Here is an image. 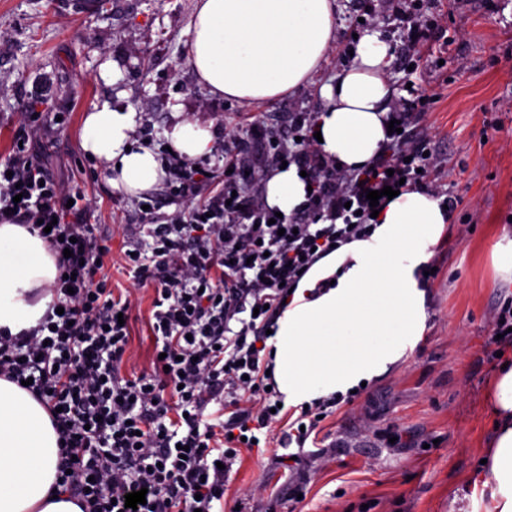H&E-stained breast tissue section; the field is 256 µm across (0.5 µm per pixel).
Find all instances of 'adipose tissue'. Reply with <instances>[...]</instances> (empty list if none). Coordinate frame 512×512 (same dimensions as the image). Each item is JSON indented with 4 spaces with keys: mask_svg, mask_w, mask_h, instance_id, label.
Masks as SVG:
<instances>
[{
    "mask_svg": "<svg viewBox=\"0 0 512 512\" xmlns=\"http://www.w3.org/2000/svg\"><path fill=\"white\" fill-rule=\"evenodd\" d=\"M335 0H197L187 59L210 94L245 102L275 100L319 70L335 33ZM390 46L373 32L353 62L322 88L315 128L323 153L345 169L370 166L388 140ZM133 109L105 103L85 112L80 148L100 160L111 185L136 195L164 169L152 150L131 147ZM165 136L187 159L212 150L210 127L177 118ZM296 166L266 180L270 208L292 214L306 201ZM451 214L439 199L411 189L385 201L372 232L314 263L281 308L266 342L271 377L286 404L304 406L347 393L386 372L422 335L426 290L419 267ZM57 257L38 231L0 224V329L36 327L52 301ZM497 424L487 465V512H512V364L495 373L488 394ZM59 436L49 411L27 390L0 378V512H82L55 490Z\"/></svg>",
    "mask_w": 512,
    "mask_h": 512,
    "instance_id": "ef3b65f1",
    "label": "adipose tissue"
}]
</instances>
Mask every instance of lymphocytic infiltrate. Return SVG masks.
Segmentation results:
<instances>
[{"label":"lymphocytic infiltrate","mask_w":512,"mask_h":512,"mask_svg":"<svg viewBox=\"0 0 512 512\" xmlns=\"http://www.w3.org/2000/svg\"><path fill=\"white\" fill-rule=\"evenodd\" d=\"M436 95L410 88L391 134L371 167L347 172L316 145L312 113L294 116L292 140L263 123L233 131L236 154L222 188L197 195L204 170L172 158L166 185L193 197L192 210L143 213L145 236L125 266L152 286L151 371L125 376L131 299L95 275L106 251L87 222L88 202L70 196L19 146L0 164V223L50 225L44 236L58 258L51 311L37 327L0 332V377L28 382L52 412L61 439L57 485L82 512H129L127 493L146 490L136 512H218L230 473L278 423L271 390L267 329L302 272L333 246L367 237L368 191L423 184L436 166L407 130L431 111ZM265 142L253 157L251 141ZM305 171L310 187L296 213L276 217L263 196L265 176L282 164ZM218 420L204 423L206 411Z\"/></svg>","instance_id":"f902f5d3"}]
</instances>
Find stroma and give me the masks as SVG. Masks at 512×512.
<instances>
[{
	"instance_id": "obj_1",
	"label": "stroma",
	"mask_w": 512,
	"mask_h": 512,
	"mask_svg": "<svg viewBox=\"0 0 512 512\" xmlns=\"http://www.w3.org/2000/svg\"><path fill=\"white\" fill-rule=\"evenodd\" d=\"M336 39L317 75L277 100L227 108L197 83L185 59L195 0H0V160L26 144L67 191L84 193L100 244L99 276L132 294L126 373L150 369L152 288L135 287L123 268L142 222L139 199L114 188L102 162L79 145L83 115L108 102L133 107L132 139L162 152L174 112L211 126L215 150L239 123L262 121L286 133L293 112H319L320 89L351 61L356 36L380 33L391 47L386 69L401 98L403 68L417 49L373 0H336ZM439 19L431 55L415 81L439 101L413 130L429 142L436 185L458 199L432 249L424 333L412 351L337 406L304 446L274 443L247 452L224 493L241 512H485L484 465L495 435L488 385L501 359L489 343L495 311L512 300L491 246L512 237V0H424ZM113 66L115 80L103 76ZM468 225L459 233V225ZM301 489V502L291 501Z\"/></svg>"
}]
</instances>
